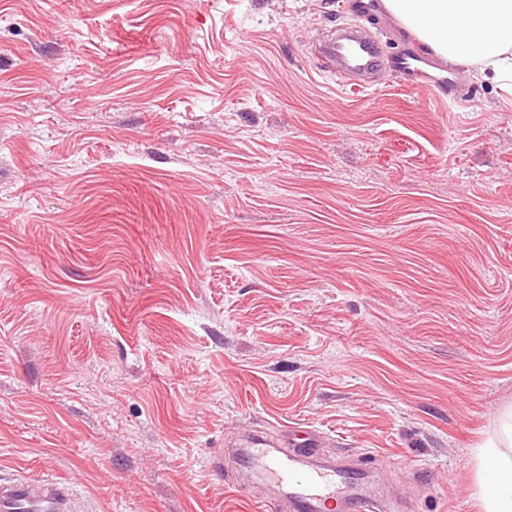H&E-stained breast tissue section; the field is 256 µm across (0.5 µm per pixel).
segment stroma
I'll use <instances>...</instances> for the list:
<instances>
[{
    "label": "stroma",
    "instance_id": "35a3bbf8",
    "mask_svg": "<svg viewBox=\"0 0 512 512\" xmlns=\"http://www.w3.org/2000/svg\"><path fill=\"white\" fill-rule=\"evenodd\" d=\"M340 0H0V480L267 512L215 452L310 431L481 512L512 405V107L314 45Z\"/></svg>",
    "mask_w": 512,
    "mask_h": 512
}]
</instances>
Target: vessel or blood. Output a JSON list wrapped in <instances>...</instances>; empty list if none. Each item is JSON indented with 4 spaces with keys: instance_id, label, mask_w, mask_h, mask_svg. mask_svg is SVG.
<instances>
[{
    "instance_id": "1",
    "label": "vessel or blood",
    "mask_w": 512,
    "mask_h": 512,
    "mask_svg": "<svg viewBox=\"0 0 512 512\" xmlns=\"http://www.w3.org/2000/svg\"><path fill=\"white\" fill-rule=\"evenodd\" d=\"M318 55L340 81L353 80L361 87L384 67L404 79L417 74L414 52L384 59L380 41L354 27L320 44ZM318 446V438L307 436L285 451L267 437L252 436L234 459L240 472L260 478L276 512H324L330 502L339 512H386L387 502L365 480L366 465L336 459L312 463ZM67 503L65 488L50 481H0V512H68Z\"/></svg>"
}]
</instances>
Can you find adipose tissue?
Instances as JSON below:
<instances>
[{
    "label": "adipose tissue",
    "instance_id": "obj_1",
    "mask_svg": "<svg viewBox=\"0 0 512 512\" xmlns=\"http://www.w3.org/2000/svg\"><path fill=\"white\" fill-rule=\"evenodd\" d=\"M387 14L436 55L478 71L512 102V0H383ZM482 512H512V411L475 456Z\"/></svg>",
    "mask_w": 512,
    "mask_h": 512
}]
</instances>
